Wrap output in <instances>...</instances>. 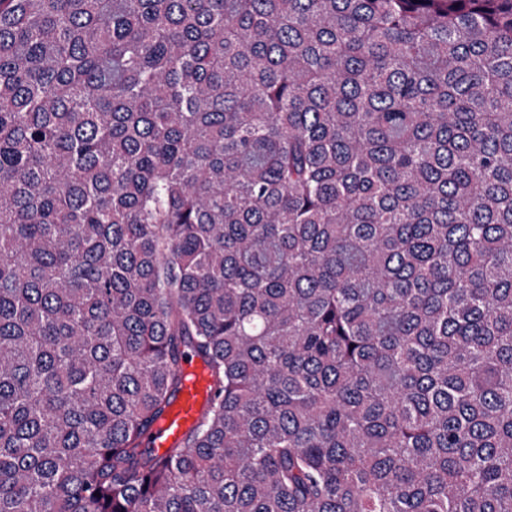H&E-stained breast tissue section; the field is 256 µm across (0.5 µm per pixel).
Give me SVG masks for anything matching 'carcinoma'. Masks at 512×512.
Masks as SVG:
<instances>
[{"label":"carcinoma","instance_id":"1","mask_svg":"<svg viewBox=\"0 0 512 512\" xmlns=\"http://www.w3.org/2000/svg\"><path fill=\"white\" fill-rule=\"evenodd\" d=\"M0 512H512V0H0ZM182 383L148 437L159 455L182 448L199 424L213 396V377L206 362L187 353L181 361Z\"/></svg>","mask_w":512,"mask_h":512}]
</instances>
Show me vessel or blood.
Wrapping results in <instances>:
<instances>
[{"instance_id":"b4317fda","label":"vessel or blood","mask_w":512,"mask_h":512,"mask_svg":"<svg viewBox=\"0 0 512 512\" xmlns=\"http://www.w3.org/2000/svg\"><path fill=\"white\" fill-rule=\"evenodd\" d=\"M182 383L156 421L148 442L158 454L183 447L213 396V377L206 362L193 354L181 361Z\"/></svg>"}]
</instances>
